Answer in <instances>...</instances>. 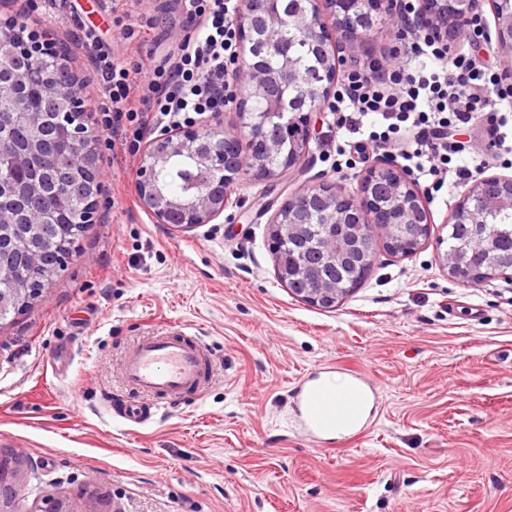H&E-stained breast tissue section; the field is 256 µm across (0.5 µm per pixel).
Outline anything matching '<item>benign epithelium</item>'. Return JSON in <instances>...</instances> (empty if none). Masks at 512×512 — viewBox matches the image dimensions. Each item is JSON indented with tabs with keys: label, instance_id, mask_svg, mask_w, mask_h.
I'll return each mask as SVG.
<instances>
[{
	"label": "benign epithelium",
	"instance_id": "1",
	"mask_svg": "<svg viewBox=\"0 0 512 512\" xmlns=\"http://www.w3.org/2000/svg\"><path fill=\"white\" fill-rule=\"evenodd\" d=\"M486 3L494 16L496 53L511 56L512 0H420L413 24L423 32L451 39L474 17L482 15ZM398 12V0H239L236 27L244 69L237 80V132L225 134L219 120L208 119L196 127L166 129L145 143L135 184L142 204L156 222L178 231L209 224L234 204L229 187L250 179L274 181L294 169L308 151L313 117L324 111V103L341 77V53L351 54L356 43L372 37ZM287 29L307 46L319 81L301 73L287 55ZM256 38L268 53L278 57L277 68L253 58L252 42ZM44 91L51 98H64L72 104L81 102L79 86L71 79H50ZM255 100L268 103L267 118L259 125L247 122L249 106ZM221 134L224 139L220 140L218 154H195L197 162L217 167L218 186L200 191L189 204L164 198L154 183L155 169L184 152L187 145L209 142ZM75 138L84 147L81 167L89 183L96 186L98 169L90 162L94 155L92 136L79 129ZM270 155L280 157L278 168L267 165ZM30 194L36 203L35 223H46L49 204L40 197L37 187H31ZM484 200L512 210V177L480 175L472 179L467 192L451 208L446 223H489L487 211L480 206ZM314 211L321 223L345 227V237L338 239L331 233L317 243L320 263L330 268L352 255L368 227L376 230L374 238L383 239L385 247L396 256L416 253L431 238L428 229L420 239L414 237L403 245L394 241L392 225L428 224L430 217L417 186L390 158L377 161L360 177L352 193L328 182L299 189L279 205L270 219L275 273L293 295L321 308L336 307L348 292L336 287L330 278L308 284L310 226L306 215ZM440 263L453 280L471 285L483 282V275L471 272L456 254L442 253ZM32 299L33 291L24 285L13 289L7 298L0 294V308L10 305L22 309ZM23 467L19 452L6 455L0 451V512H10L6 491L15 489Z\"/></svg>",
	"mask_w": 512,
	"mask_h": 512
}]
</instances>
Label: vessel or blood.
Returning a JSON list of instances; mask_svg holds the SVG:
<instances>
[{
    "label": "vessel or blood",
    "instance_id": "vessel-or-blood-1",
    "mask_svg": "<svg viewBox=\"0 0 512 512\" xmlns=\"http://www.w3.org/2000/svg\"><path fill=\"white\" fill-rule=\"evenodd\" d=\"M208 360L206 349L175 331L142 337L122 363L126 386L138 393L171 399L205 390L209 383L204 374ZM297 405L305 426L315 429L327 419L350 420L355 399L347 391L302 383L296 392Z\"/></svg>",
    "mask_w": 512,
    "mask_h": 512
}]
</instances>
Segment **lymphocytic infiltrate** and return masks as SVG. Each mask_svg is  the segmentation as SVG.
Returning <instances> with one entry per match:
<instances>
[{"label":"lymphocytic infiltrate","mask_w":512,"mask_h":512,"mask_svg":"<svg viewBox=\"0 0 512 512\" xmlns=\"http://www.w3.org/2000/svg\"><path fill=\"white\" fill-rule=\"evenodd\" d=\"M43 9L75 24V44L89 59L101 97L100 129L130 130L128 150L136 149L145 132L232 109L239 65L235 0H188L190 33L153 65L115 55L99 27L82 22L75 0H43ZM398 40L406 64L376 77L350 70L330 98L328 109L337 116L330 150L345 156L347 135H361L364 147L395 149L404 168L437 192L449 179L482 173L486 158L470 167L455 168L451 161L464 150L456 132L484 115L494 158L507 162L512 121L502 108L512 106V82H502L469 55L452 52L445 39L417 38L405 26Z\"/></svg>","instance_id":"1"}]
</instances>
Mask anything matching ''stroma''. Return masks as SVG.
Here are the masks:
<instances>
[{
    "mask_svg": "<svg viewBox=\"0 0 512 512\" xmlns=\"http://www.w3.org/2000/svg\"><path fill=\"white\" fill-rule=\"evenodd\" d=\"M79 2L124 57L145 43L166 54L187 25L185 0H139L156 25L126 41ZM13 21L56 48L74 36L0 0V26ZM81 95L102 172L93 220L59 277L0 323V449L27 459L17 512L53 497L72 512H512V279L464 284L438 258L466 184L429 203L428 245L380 252L342 303L314 307L278 281L269 221L303 186L355 188L361 169L326 160L330 112L295 170L244 182L237 205L180 232L142 205L141 157L99 131L96 89ZM179 328L206 347L210 382L156 413L122 362L140 337ZM324 373L369 385L363 433L300 427L292 393ZM135 400L149 415L132 429L116 411Z\"/></svg>",
    "mask_w": 512,
    "mask_h": 512,
    "instance_id": "obj_1",
    "label": "stroma"
}]
</instances>
